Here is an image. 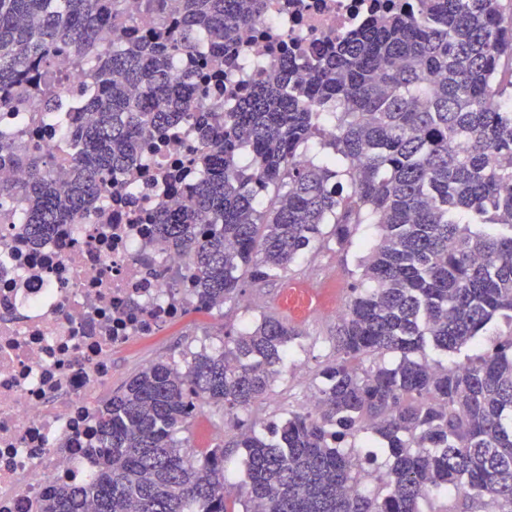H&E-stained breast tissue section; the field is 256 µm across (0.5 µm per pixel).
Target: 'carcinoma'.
Returning <instances> with one entry per match:
<instances>
[{
	"label": "carcinoma",
	"mask_w": 512,
	"mask_h": 512,
	"mask_svg": "<svg viewBox=\"0 0 512 512\" xmlns=\"http://www.w3.org/2000/svg\"><path fill=\"white\" fill-rule=\"evenodd\" d=\"M415 2L286 63L237 111L210 108L201 180L155 220L186 255L198 311L240 301L309 253L356 252L315 409L256 430L252 408L301 336L263 313L182 367L147 365L99 406L94 473L52 485L40 512H512V332L451 368L426 354L512 322V80L500 79L512 0ZM123 3L0 0V113L86 115L65 128L67 178L54 153L0 131V169L27 172L0 180V201L17 204L33 242L86 215L142 138L199 113L177 59L195 60L204 40L203 63L222 71L224 45L267 0H144L137 19ZM62 56L85 72L75 96L52 89ZM316 139L319 157L298 163ZM362 224L377 229L371 246L354 241ZM207 409L224 411L232 435L197 454L185 433ZM360 434L391 459L371 493L345 448ZM441 498L453 510L435 507Z\"/></svg>",
	"instance_id": "obj_1"
}]
</instances>
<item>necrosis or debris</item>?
Listing matches in <instances>:
<instances>
[{
    "mask_svg": "<svg viewBox=\"0 0 512 512\" xmlns=\"http://www.w3.org/2000/svg\"><path fill=\"white\" fill-rule=\"evenodd\" d=\"M385 0H269L238 38L220 76L197 95L234 109L285 55L313 56ZM206 137L175 124L143 146L128 173L106 180L88 216L27 243L16 210L0 204V512H39L58 481L93 467V396L112 383V357L157 335L194 302L186 257L156 234L162 207L181 204Z\"/></svg>",
    "mask_w": 512,
    "mask_h": 512,
    "instance_id": "4bbe7bcc",
    "label": "necrosis or debris"
}]
</instances>
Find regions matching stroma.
I'll list each match as a JSON object with an SVG mask.
<instances>
[{
  "instance_id": "35a3bbf8",
  "label": "stroma",
  "mask_w": 512,
  "mask_h": 512,
  "mask_svg": "<svg viewBox=\"0 0 512 512\" xmlns=\"http://www.w3.org/2000/svg\"><path fill=\"white\" fill-rule=\"evenodd\" d=\"M351 260L342 259L335 249H327L310 256L290 272L291 280L307 285H320L321 302L301 315L292 314L279 306L280 281H271L248 287V294L262 297L261 310L243 305L232 308L192 311L161 335L138 340L112 362V386L97 392L94 402L102 404L122 390L125 383L150 363L179 356L181 352L197 350L217 343L226 329L254 320L259 312H266L288 320L302 332L293 346V363L277 379L269 399L260 404L252 418L259 426L279 420L285 413L303 407L312 386L319 361L331 351L330 338L336 328L332 310L344 307L353 282Z\"/></svg>"
}]
</instances>
